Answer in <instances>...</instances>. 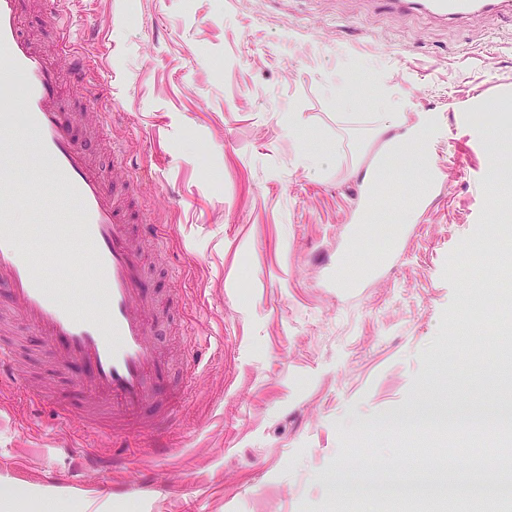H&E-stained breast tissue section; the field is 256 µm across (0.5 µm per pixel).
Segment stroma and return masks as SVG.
<instances>
[{
  "label": "stroma",
  "instance_id": "1",
  "mask_svg": "<svg viewBox=\"0 0 512 512\" xmlns=\"http://www.w3.org/2000/svg\"><path fill=\"white\" fill-rule=\"evenodd\" d=\"M24 31L90 56L94 103L118 110L91 153L114 165L141 210L146 262L165 320L158 345L184 389L162 439L142 427L88 430L72 407L81 366L57 367L15 322L20 380L0 385V512H401L386 486L427 471L430 448L465 469L428 416L495 410L512 364L475 354L474 299L511 301L474 251L512 241L486 223L496 188L486 133L458 108L512 83V19L451 24L380 0H69L59 29ZM387 112L440 113L441 179L388 262L336 283L353 252L366 171ZM52 384L49 403L32 400Z\"/></svg>",
  "mask_w": 512,
  "mask_h": 512
}]
</instances>
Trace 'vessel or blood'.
Segmentation results:
<instances>
[{
	"instance_id": "obj_1",
	"label": "vessel or blood",
	"mask_w": 512,
	"mask_h": 512,
	"mask_svg": "<svg viewBox=\"0 0 512 512\" xmlns=\"http://www.w3.org/2000/svg\"><path fill=\"white\" fill-rule=\"evenodd\" d=\"M506 0H427L431 11L462 21L501 10ZM24 0H0V154L17 158L20 133H32L48 162L47 173L33 172L27 183L57 203L38 211V220L55 227L52 237L30 243L15 224L17 183L10 166L0 167V287L8 304L41 339L58 366L83 364L88 373L80 416L88 428L125 430L147 413L164 414L182 398L171 385L169 362L157 346L156 302L145 279L143 252L132 231V204L121 203L104 169L79 142L70 113L60 103V72L55 60L22 32ZM24 94H13L14 75ZM420 207L418 192L390 161H383L364 189L360 222L389 224L399 242L401 205ZM89 257L78 278L95 288L97 303L77 307L56 280L38 275L43 260L67 264L74 252Z\"/></svg>"
}]
</instances>
